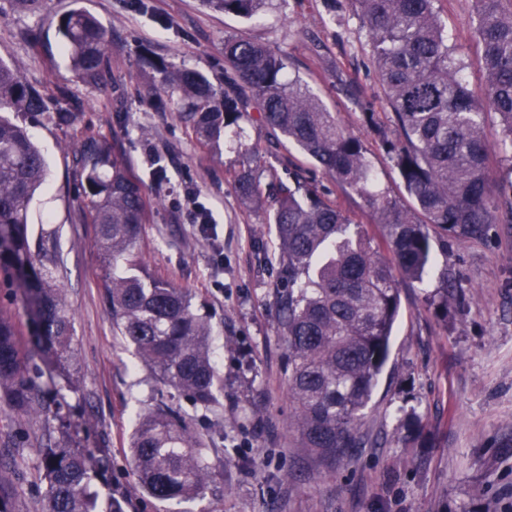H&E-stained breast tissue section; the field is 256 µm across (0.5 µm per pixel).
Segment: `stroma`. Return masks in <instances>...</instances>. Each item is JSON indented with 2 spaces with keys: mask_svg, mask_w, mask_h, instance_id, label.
I'll return each mask as SVG.
<instances>
[{
  "mask_svg": "<svg viewBox=\"0 0 512 512\" xmlns=\"http://www.w3.org/2000/svg\"><path fill=\"white\" fill-rule=\"evenodd\" d=\"M0 0V59L43 97V116L25 119L48 164L31 205L33 230L53 228L64 260L61 286L74 325L75 359L64 421L79 447L112 455V487L130 493L129 512H512V224L481 239L444 241L432 230L433 263L422 284L403 288L389 360L362 430L366 447L330 465L308 456L289 429L288 373L276 304L275 202L244 201L245 171L318 186L324 199L378 236L375 216L291 143L270 148V130L241 121L240 136L216 144L194 132L164 72L196 71L217 88L231 77L224 38L234 34L284 56L348 134L360 138L378 190L408 204L402 180L365 113L389 127L371 58L370 35L352 0H266L254 22L213 0ZM448 44L474 92L483 89L475 0H439ZM81 8L108 32V65L98 81L69 66L58 19ZM94 134L106 142L150 202L137 253L147 272L190 292L212 323L213 363L224 377L215 412L157 383L112 327L107 266L86 219L74 148ZM163 163L165 180L152 169ZM212 209L210 234L188 213ZM453 285L447 308L432 304ZM0 311L24 344L31 311L9 272L0 271ZM166 404L194 415L217 468L203 496L160 502L137 487L129 442L139 414ZM44 420L0 410V448H18L15 512H42L35 484Z\"/></svg>",
  "mask_w": 512,
  "mask_h": 512,
  "instance_id": "35a3bbf8",
  "label": "stroma"
}]
</instances>
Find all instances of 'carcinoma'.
I'll return each mask as SVG.
<instances>
[{
	"instance_id": "1",
	"label": "carcinoma",
	"mask_w": 512,
	"mask_h": 512,
	"mask_svg": "<svg viewBox=\"0 0 512 512\" xmlns=\"http://www.w3.org/2000/svg\"><path fill=\"white\" fill-rule=\"evenodd\" d=\"M367 23L372 60L394 115L383 133L411 207L370 191L374 173L361 140L345 133L308 86L288 75L286 59L241 36L224 38V61L242 86L219 95L202 75L179 71L166 80L188 99L195 133L217 142L249 115L281 135L344 190L360 195L382 228L375 241L326 202L313 185L278 182L274 224L280 276L275 284L288 354L290 427L302 447L323 457L346 458L367 440L360 424L390 356L392 329L401 307L398 267L408 284L423 280L433 263L429 227L458 240L479 239L493 224L512 223V184L490 180L486 112L503 127L502 152L512 148V0H476V35L482 46L485 85L475 95L448 46L437 0H352ZM226 14L256 18L265 0H217ZM71 68L96 80L108 63V34L82 9L57 23ZM46 110L41 95L0 59V269L17 270L35 307L36 347L25 353L15 325L0 316V404L18 417L60 415L69 377L72 316L56 284L62 260L56 233H30V205L48 164L18 117ZM80 183L98 250L109 260L107 299L112 326L132 346L159 383L185 395L195 411L219 405L224 379L210 356L211 323L187 293L150 277L135 249L147 221L142 186L87 136L77 152ZM246 201L263 196L260 178L237 179ZM47 368L55 397L44 400L29 362ZM139 488L158 500L195 498L214 474L205 442L186 415L159 406L139 417L130 441ZM45 512H126L125 491L102 497L112 459L102 449L72 447L70 432L45 429L40 448ZM17 461L0 455V512H13Z\"/></svg>"
}]
</instances>
